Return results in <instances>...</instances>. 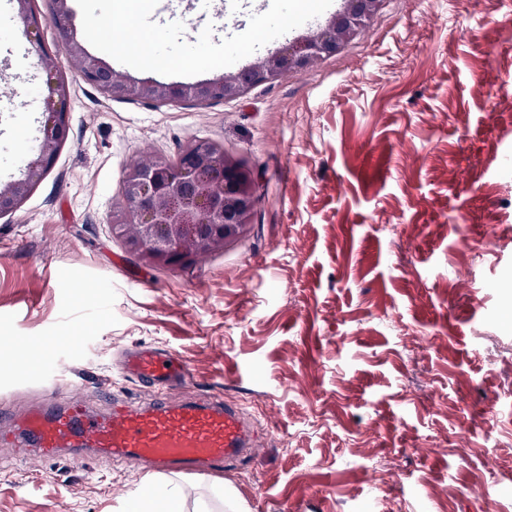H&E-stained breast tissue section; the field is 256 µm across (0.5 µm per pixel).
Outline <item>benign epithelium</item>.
Masks as SVG:
<instances>
[{
    "label": "benign epithelium",
    "mask_w": 512,
    "mask_h": 512,
    "mask_svg": "<svg viewBox=\"0 0 512 512\" xmlns=\"http://www.w3.org/2000/svg\"><path fill=\"white\" fill-rule=\"evenodd\" d=\"M24 34L43 68L56 63L38 37L42 20L31 0H15ZM68 0H53L48 18L68 40L69 50L83 78L107 94L149 99L208 102L237 98L253 86L285 73L302 74L325 57L336 54L361 34L383 0H343V5L312 35L295 40L246 68L197 84L135 82L90 56L70 35ZM69 86L57 77L47 81L42 99L45 120L42 137L26 164V177L0 184V215L17 209L30 192L33 179L54 163L68 124ZM256 179L251 170L229 157L220 145L206 140L181 148L178 161L136 162L124 174L123 195L128 222L112 225V234L125 239L129 251L146 268L186 267L197 257L224 250L248 232L256 203Z\"/></svg>",
    "instance_id": "7a95c632"
}]
</instances>
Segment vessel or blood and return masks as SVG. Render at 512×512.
Instances as JSON below:
<instances>
[{
  "label": "vessel or blood",
  "instance_id": "b4317fda",
  "mask_svg": "<svg viewBox=\"0 0 512 512\" xmlns=\"http://www.w3.org/2000/svg\"><path fill=\"white\" fill-rule=\"evenodd\" d=\"M121 369L160 389L189 374L178 356L144 348L127 350ZM58 403L57 393L50 392L45 409L1 417L0 438L24 435L44 457L60 456L68 448H97L137 466L186 474L204 466L223 467L256 446L243 409L221 401L117 402L109 414L79 418L58 410Z\"/></svg>",
  "mask_w": 512,
  "mask_h": 512
}]
</instances>
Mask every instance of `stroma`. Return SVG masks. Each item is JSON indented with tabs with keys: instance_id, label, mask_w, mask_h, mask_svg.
<instances>
[{
	"instance_id": "1",
	"label": "stroma",
	"mask_w": 512,
	"mask_h": 512,
	"mask_svg": "<svg viewBox=\"0 0 512 512\" xmlns=\"http://www.w3.org/2000/svg\"><path fill=\"white\" fill-rule=\"evenodd\" d=\"M178 12L190 43L250 19L187 0L151 19ZM41 41L69 132L0 215V412L69 385L76 414L151 402L119 357L156 348L190 368L169 397L243 407L261 446L183 474L7 441L0 512H129L146 479L183 512H512V0H383L308 71L203 104L103 94L51 24ZM27 64L0 98L2 183L41 135ZM201 139L256 175L252 227L191 269L143 267L112 234L124 172Z\"/></svg>"
}]
</instances>
